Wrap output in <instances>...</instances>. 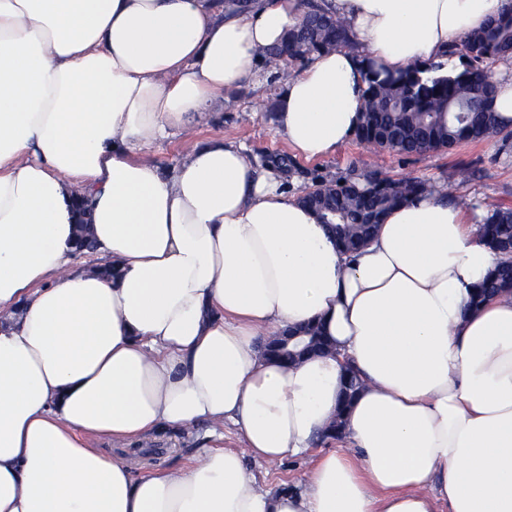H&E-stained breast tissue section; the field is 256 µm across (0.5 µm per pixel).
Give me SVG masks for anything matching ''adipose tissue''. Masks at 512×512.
<instances>
[{"label": "adipose tissue", "instance_id": "1", "mask_svg": "<svg viewBox=\"0 0 512 512\" xmlns=\"http://www.w3.org/2000/svg\"><path fill=\"white\" fill-rule=\"evenodd\" d=\"M329 2L355 45L310 54L276 116L307 159L354 136L367 63L448 75L449 47L512 10ZM299 18V0H0V512H512V293L471 305L503 260L472 209L436 186L348 255L240 144L189 141L170 172L143 157ZM82 223L111 275L76 267ZM309 322L333 354L262 356ZM345 359L363 386L326 448ZM205 423L178 469L93 446ZM249 456L307 469L265 489Z\"/></svg>", "mask_w": 512, "mask_h": 512}]
</instances>
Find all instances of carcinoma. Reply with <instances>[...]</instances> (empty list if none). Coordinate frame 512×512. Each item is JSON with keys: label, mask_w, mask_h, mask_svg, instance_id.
Here are the masks:
<instances>
[{"label": "carcinoma", "mask_w": 512, "mask_h": 512, "mask_svg": "<svg viewBox=\"0 0 512 512\" xmlns=\"http://www.w3.org/2000/svg\"><path fill=\"white\" fill-rule=\"evenodd\" d=\"M304 5L300 23L267 50L270 61L288 66L312 51L351 42L347 25L323 8L320 0H304ZM448 53L462 66L454 76L425 77L427 69L419 66L395 73L369 66L357 139L398 154H420L512 135V127L493 111L496 88L486 69L489 61L512 55V14L490 20L452 45ZM428 189L424 180L374 173L361 181H317L304 192L302 201L317 214L319 223L332 225L340 247L357 250L386 214ZM482 236L507 259L487 276L476 296L477 305L512 291V208L493 209L484 218ZM323 349V337L309 329L283 348L278 359L290 363Z\"/></svg>", "instance_id": "obj_1"}]
</instances>
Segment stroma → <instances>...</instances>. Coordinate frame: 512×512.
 <instances>
[{
  "mask_svg": "<svg viewBox=\"0 0 512 512\" xmlns=\"http://www.w3.org/2000/svg\"><path fill=\"white\" fill-rule=\"evenodd\" d=\"M280 89V83L265 78L225 92L197 126L196 140L222 137L244 144L256 158L290 154L291 149L278 134L275 123ZM294 162L297 173L284 180L286 189L292 193H302L317 179L353 181L375 171L392 179L413 177L447 185L454 201L470 200L487 211L498 206L512 207V138L461 143L449 149L411 155L376 149L353 138L332 157L307 160L298 156ZM463 168L470 169L469 178L460 176ZM207 434V427L202 426L191 431L159 433L133 445L100 440L96 446L104 453L127 457L137 467L145 463V450L159 448L163 454L156 462L157 467L172 469L196 456L207 445Z\"/></svg>",
  "mask_w": 512,
  "mask_h": 512,
  "instance_id": "stroma-1",
  "label": "stroma"
}]
</instances>
